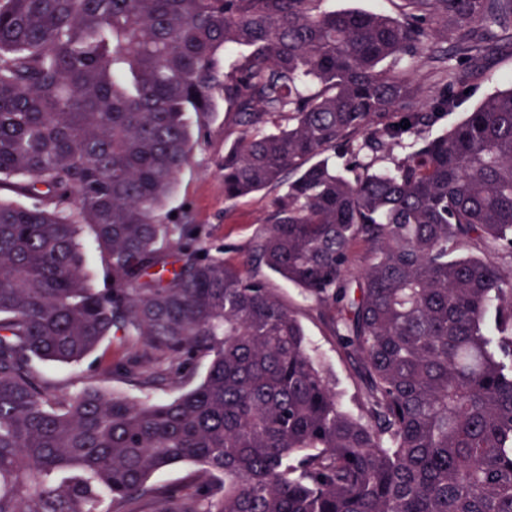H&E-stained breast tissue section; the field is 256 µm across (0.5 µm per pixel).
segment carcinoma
I'll use <instances>...</instances> for the list:
<instances>
[{
    "label": "carcinoma",
    "instance_id": "cac0c4a2",
    "mask_svg": "<svg viewBox=\"0 0 512 512\" xmlns=\"http://www.w3.org/2000/svg\"><path fill=\"white\" fill-rule=\"evenodd\" d=\"M325 2L0 0V512H512V79L429 137L512 0ZM220 106L224 195L282 187L251 253L357 363L355 413L275 289L166 222ZM118 335L99 374L142 399L33 367ZM401 4V0H327L326 7L336 10L377 11L389 17H398ZM85 251L87 254L86 270L90 276L91 283L95 286L102 284L103 266L98 252L95 250L92 237L89 233L84 234ZM210 362V357L199 356L192 367V373L188 375L183 382L174 388L154 391L151 397L156 401H167L177 396L180 392L189 390L197 386L206 375ZM198 467L192 463H180L177 465L169 466L159 473L155 474L152 482H159L164 484H187L198 473Z\"/></svg>",
    "mask_w": 512,
    "mask_h": 512
}]
</instances>
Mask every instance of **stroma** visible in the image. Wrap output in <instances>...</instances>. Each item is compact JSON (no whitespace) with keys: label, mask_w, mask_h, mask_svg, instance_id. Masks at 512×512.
Listing matches in <instances>:
<instances>
[{"label":"stroma","mask_w":512,"mask_h":512,"mask_svg":"<svg viewBox=\"0 0 512 512\" xmlns=\"http://www.w3.org/2000/svg\"><path fill=\"white\" fill-rule=\"evenodd\" d=\"M512 77V54L497 55L487 66L483 76L474 84L469 99L461 110L448 113L436 124V131L464 119L484 97L503 88ZM239 130L227 121L224 112H217L210 120L206 134L198 140L192 161L182 172L176 191L170 199L169 212L190 211L194 223L202 228L205 245L222 249L226 262L244 272H252L256 264L249 250L253 237L261 229L271 210L275 189H265L236 200L224 197V147L233 142ZM271 287L276 288L282 301L295 312L318 358L333 374L344 403H351L354 394V366L339 351L336 338L320 315L317 304L305 298L294 285L278 275H269ZM123 347L119 339L106 340L100 350L82 363L64 366L51 362H36L35 368L49 386L69 391L97 386L107 392L139 397L140 392L126 381L114 377L100 379L99 361L119 358Z\"/></svg>","instance_id":"stroma-1"}]
</instances>
